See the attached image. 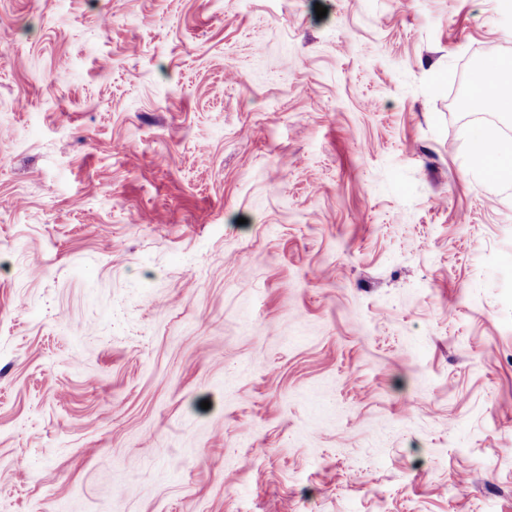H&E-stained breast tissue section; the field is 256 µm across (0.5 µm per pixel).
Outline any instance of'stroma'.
I'll return each mask as SVG.
<instances>
[{
	"label": "stroma",
	"instance_id": "35a3bbf8",
	"mask_svg": "<svg viewBox=\"0 0 512 512\" xmlns=\"http://www.w3.org/2000/svg\"><path fill=\"white\" fill-rule=\"evenodd\" d=\"M509 58L503 0H0V512H512ZM488 68L496 73V97L503 104L502 112H512V65L503 61L489 64ZM492 147V151L483 163H488L494 173L506 180L512 178V146L511 143L503 144L496 138L490 136L485 138Z\"/></svg>",
	"mask_w": 512,
	"mask_h": 512
}]
</instances>
